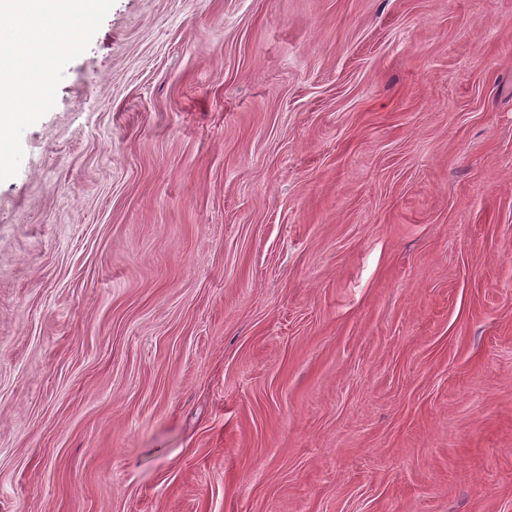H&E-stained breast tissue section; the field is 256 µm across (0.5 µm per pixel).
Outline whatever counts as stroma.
I'll list each match as a JSON object with an SVG mask.
<instances>
[{
	"label": "stroma",
	"mask_w": 512,
	"mask_h": 512,
	"mask_svg": "<svg viewBox=\"0 0 512 512\" xmlns=\"http://www.w3.org/2000/svg\"><path fill=\"white\" fill-rule=\"evenodd\" d=\"M0 182V512H512V0H116Z\"/></svg>",
	"instance_id": "obj_1"
}]
</instances>
